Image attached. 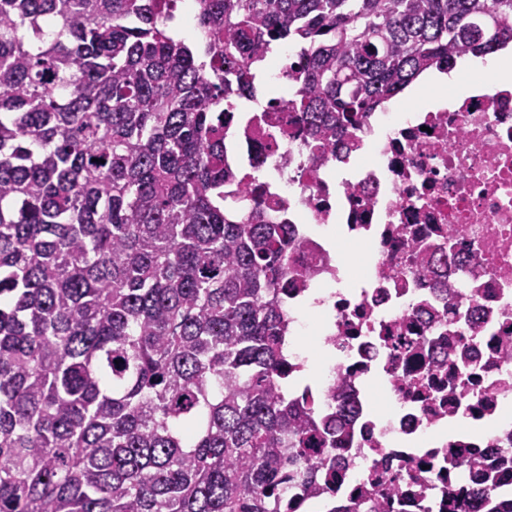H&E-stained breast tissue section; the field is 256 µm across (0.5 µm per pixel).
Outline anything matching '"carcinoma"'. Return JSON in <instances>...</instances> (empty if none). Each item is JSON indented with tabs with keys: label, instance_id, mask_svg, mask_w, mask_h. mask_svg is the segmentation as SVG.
<instances>
[{
	"label": "carcinoma",
	"instance_id": "cac0c4a2",
	"mask_svg": "<svg viewBox=\"0 0 512 512\" xmlns=\"http://www.w3.org/2000/svg\"><path fill=\"white\" fill-rule=\"evenodd\" d=\"M0 0V512H283L339 427L280 390L288 225L224 207L229 86L299 49L314 136L456 55L512 0ZM465 512H512L482 492Z\"/></svg>",
	"mask_w": 512,
	"mask_h": 512
}]
</instances>
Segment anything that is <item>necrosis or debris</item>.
Returning <instances> with one entry per match:
<instances>
[{
	"label": "necrosis or debris",
	"mask_w": 512,
	"mask_h": 512,
	"mask_svg": "<svg viewBox=\"0 0 512 512\" xmlns=\"http://www.w3.org/2000/svg\"><path fill=\"white\" fill-rule=\"evenodd\" d=\"M294 55L264 62L224 124L226 206L288 227V396L346 434L311 438L334 465L320 493L289 491V512H459L489 476L512 498V85L378 106L332 152L288 105ZM348 245L364 254L352 278Z\"/></svg>",
	"instance_id": "obj_1"
}]
</instances>
